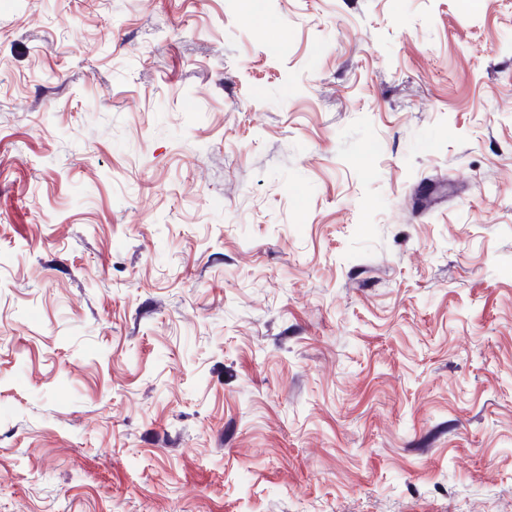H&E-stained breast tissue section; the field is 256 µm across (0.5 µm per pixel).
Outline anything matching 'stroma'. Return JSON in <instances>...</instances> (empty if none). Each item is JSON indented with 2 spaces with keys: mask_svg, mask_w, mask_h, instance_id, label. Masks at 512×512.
Segmentation results:
<instances>
[{
  "mask_svg": "<svg viewBox=\"0 0 512 512\" xmlns=\"http://www.w3.org/2000/svg\"><path fill=\"white\" fill-rule=\"evenodd\" d=\"M0 0V512H512V0Z\"/></svg>",
  "mask_w": 512,
  "mask_h": 512,
  "instance_id": "35a3bbf8",
  "label": "stroma"
}]
</instances>
